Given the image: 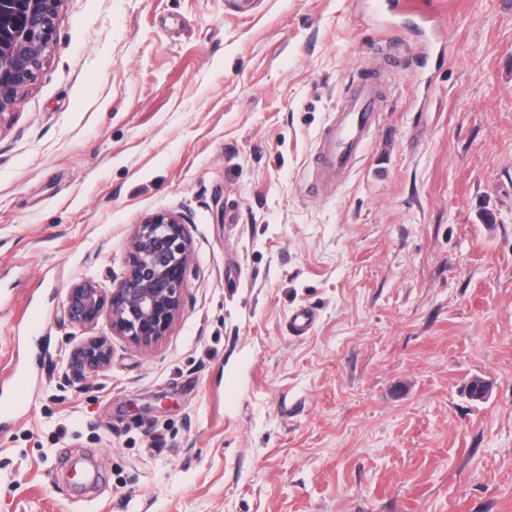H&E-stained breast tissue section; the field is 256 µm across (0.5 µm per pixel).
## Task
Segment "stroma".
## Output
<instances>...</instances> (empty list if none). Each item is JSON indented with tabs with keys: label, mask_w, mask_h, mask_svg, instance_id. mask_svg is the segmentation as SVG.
<instances>
[{
	"label": "stroma",
	"mask_w": 512,
	"mask_h": 512,
	"mask_svg": "<svg viewBox=\"0 0 512 512\" xmlns=\"http://www.w3.org/2000/svg\"><path fill=\"white\" fill-rule=\"evenodd\" d=\"M432 2L64 0L0 123V395L29 385L0 512H512V0ZM386 57L362 162L311 191ZM164 211L193 240L170 335L66 383V288L111 287ZM387 62L355 71L338 97L314 148L313 174L321 186L343 185L359 166L365 146L381 122L376 103L385 86ZM315 313L307 307L295 311L288 321V330L294 336H304L315 324Z\"/></svg>",
	"instance_id": "35a3bbf8"
}]
</instances>
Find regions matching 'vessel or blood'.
I'll return each mask as SVG.
<instances>
[{"label":"vessel or blood","instance_id":"1","mask_svg":"<svg viewBox=\"0 0 512 512\" xmlns=\"http://www.w3.org/2000/svg\"><path fill=\"white\" fill-rule=\"evenodd\" d=\"M385 74L382 65L362 69L346 83L314 148L313 174L321 186L343 185L361 162L365 146L381 122L376 103L383 93ZM315 319L311 309H298L288 321V330L295 336L306 335Z\"/></svg>","mask_w":512,"mask_h":512}]
</instances>
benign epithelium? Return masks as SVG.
I'll list each match as a JSON object with an SVG mask.
<instances>
[{
	"instance_id": "1",
	"label": "benign epithelium",
	"mask_w": 512,
	"mask_h": 512,
	"mask_svg": "<svg viewBox=\"0 0 512 512\" xmlns=\"http://www.w3.org/2000/svg\"><path fill=\"white\" fill-rule=\"evenodd\" d=\"M63 0H0V122L33 84L53 47ZM192 236L185 218L159 212L139 224L127 247L124 272L105 289L92 280L72 284L63 320L91 330L103 318L110 334L80 341L66 364L71 382L108 370L112 337L148 348L168 336L184 306Z\"/></svg>"
}]
</instances>
